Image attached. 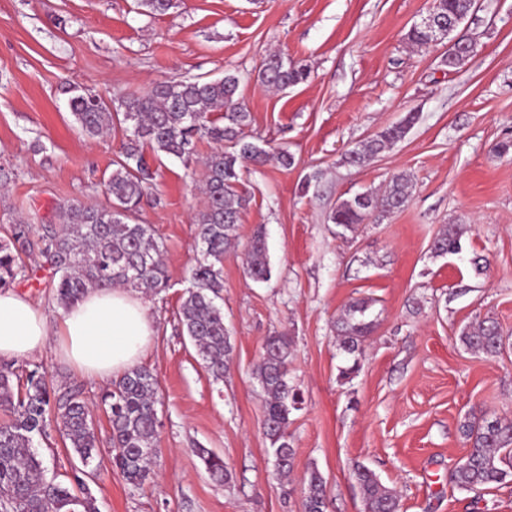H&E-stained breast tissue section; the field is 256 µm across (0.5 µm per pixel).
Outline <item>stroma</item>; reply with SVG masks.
Masks as SVG:
<instances>
[{
    "mask_svg": "<svg viewBox=\"0 0 512 512\" xmlns=\"http://www.w3.org/2000/svg\"><path fill=\"white\" fill-rule=\"evenodd\" d=\"M145 15L137 0H0V239L10 216L35 226L55 221L66 202L105 206L104 183L125 131L84 135L68 88L112 100L182 76L231 71L251 114L246 140L270 155L246 165L235 249L224 256V325L233 343L222 381H213L178 324L197 259L194 219L205 203L203 159H151L153 186L134 214L163 244L168 286L145 294L156 334L140 363L159 382L160 453L148 480L133 487L113 461L101 396L111 383L83 374L56 340L14 370L38 371L53 391L79 388L101 440L89 487L100 512H300L302 479L318 469L328 512H365L354 465L397 492L400 512H512V482L475 494L450 481L468 444L465 416L512 420V345L489 358L465 350L464 326L494 319L512 337V0H478L465 25L476 41L458 69L440 63L443 46L407 39L432 0H177ZM306 65L307 79L285 92L258 74L272 55ZM405 136L363 165L346 157L386 128ZM293 158L290 168L275 159ZM397 176L409 201L346 231L329 216L345 199L380 192ZM463 225L462 251L437 255L433 241ZM263 230L272 269L257 283L248 249ZM36 279L16 280L57 331L64 310L41 259L25 258ZM358 299L373 301L375 323L360 369L336 342V320ZM292 342L289 377L301 404L288 433L289 481L277 475L254 371L266 339ZM228 463L214 481L197 455Z\"/></svg>",
    "mask_w": 512,
    "mask_h": 512,
    "instance_id": "35a3bbf8",
    "label": "stroma"
}]
</instances>
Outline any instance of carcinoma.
I'll list each match as a JSON object with an SVG mask.
<instances>
[{
    "label": "carcinoma",
    "mask_w": 512,
    "mask_h": 512,
    "mask_svg": "<svg viewBox=\"0 0 512 512\" xmlns=\"http://www.w3.org/2000/svg\"><path fill=\"white\" fill-rule=\"evenodd\" d=\"M149 14L164 13L174 0H137ZM477 8V0H433L429 13L452 26H459ZM407 39L429 45L435 34L413 26ZM475 44L459 39V44L441 55V64L456 69L467 60ZM308 71L280 57L271 58L259 78L268 88L295 86L306 80ZM238 77L226 73L216 80L183 78L154 84L145 94L124 98L114 109L87 89L73 87L69 109L81 131L96 137L114 123L125 127L126 141L105 182L112 200L108 206L69 203L57 209V224L40 232L34 225L16 220L11 225L10 242L0 244V288L17 277H26L23 257L38 255L52 271V288L58 303L69 309L94 288L162 290L168 277L162 261L163 245L149 224H131L149 189L151 166L145 148L154 155L188 157L195 142L206 139L217 145L205 161L206 205L195 217L199 224V252L178 313L182 332L190 338L207 373L215 381L224 378L226 358L232 351L231 336L224 326L218 300L224 288V253L236 238L241 210L248 200L239 192L240 169L245 163L262 165L267 151L240 137L250 121V113L236 97ZM408 124L383 130L376 138L349 153V163L360 165L388 145L399 141ZM232 150L223 149L224 142ZM408 184L402 177L391 181L378 198L370 193L361 199L343 201L331 215L333 223L346 230L369 221L377 212H392L405 206ZM465 232L459 224L446 226L434 240L433 250L458 254ZM247 274L256 282L271 278L262 230L250 242ZM372 302L351 303L338 321L339 349L348 355L362 351V343L373 328L368 319ZM469 350L495 357L505 348L498 325L488 319L466 327L459 336ZM291 341L285 335L267 338L255 375L265 395L263 430L270 440L271 453L282 474L293 468L295 450L288 439L289 416L298 409L297 392L289 383L288 364ZM158 380L148 368L135 366L112 383L103 398L111 424L110 443L116 451L115 463L125 480L141 486L150 474L159 421L156 409ZM0 406L13 410L15 418L0 425V512H98L96 499L84 480V472H94L93 462L100 440L88 405L80 392L62 395L51 392L44 376L32 370L25 375L9 367L0 368ZM55 422L65 447L72 449L81 466L74 469L67 484L47 479V469L34 444L35 436L46 434ZM469 444L466 454L450 470L457 488L476 491L512 478V421L487 413L471 416L462 424ZM196 452L206 471L227 482L231 473L224 458L205 449ZM360 486L365 512H399L395 492L381 483L375 472L363 465L353 468ZM326 481L316 469L309 472L301 500V512H327Z\"/></svg>",
    "instance_id": "carcinoma-1"
}]
</instances>
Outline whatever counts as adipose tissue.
Returning a JSON list of instances; mask_svg holds the SVG:
<instances>
[{"instance_id":"ef3b65f1","label":"adipose tissue","mask_w":512,"mask_h":512,"mask_svg":"<svg viewBox=\"0 0 512 512\" xmlns=\"http://www.w3.org/2000/svg\"><path fill=\"white\" fill-rule=\"evenodd\" d=\"M50 332L28 295L0 292V360L28 358L47 345ZM63 356L87 375L109 379L136 366L156 334L148 305L122 288L89 291L64 313L57 332Z\"/></svg>"}]
</instances>
